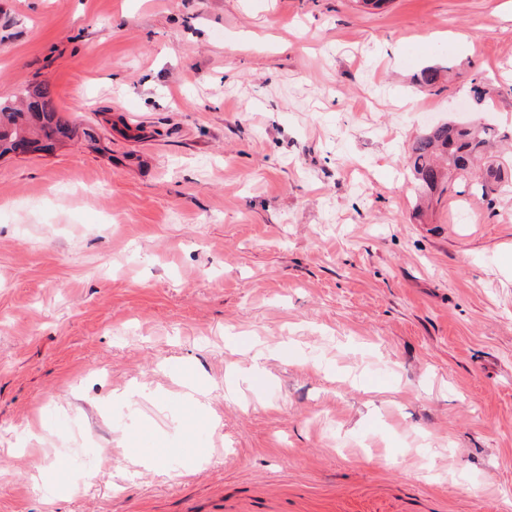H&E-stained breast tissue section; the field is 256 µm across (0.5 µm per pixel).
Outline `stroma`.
I'll list each match as a JSON object with an SVG mask.
<instances>
[{
	"mask_svg": "<svg viewBox=\"0 0 512 512\" xmlns=\"http://www.w3.org/2000/svg\"><path fill=\"white\" fill-rule=\"evenodd\" d=\"M36 83L93 137L0 158V512H512V193L406 176L512 136V0H0ZM498 133L490 125L444 123L417 137L409 150L406 170L420 197L431 196L442 183L453 189V176L465 178L470 195L485 199L504 182L499 164L480 162L493 146ZM445 167L438 170L437 161ZM493 180V182H491ZM494 185L493 188L492 186Z\"/></svg>",
	"mask_w": 512,
	"mask_h": 512,
	"instance_id": "1",
	"label": "stroma"
}]
</instances>
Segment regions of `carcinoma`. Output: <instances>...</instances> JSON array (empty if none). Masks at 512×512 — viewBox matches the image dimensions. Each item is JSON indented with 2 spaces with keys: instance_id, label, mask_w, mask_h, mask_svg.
Instances as JSON below:
<instances>
[{
  "instance_id": "carcinoma-1",
  "label": "carcinoma",
  "mask_w": 512,
  "mask_h": 512,
  "mask_svg": "<svg viewBox=\"0 0 512 512\" xmlns=\"http://www.w3.org/2000/svg\"><path fill=\"white\" fill-rule=\"evenodd\" d=\"M26 105L18 108L0 102V157L12 153L16 142L29 141L34 150H48L64 138H72L71 126L52 106L47 85L21 91ZM498 133L490 125L444 123L417 137L409 150L406 170L419 196H429L441 183L453 189V177L467 179L465 187L483 199L502 187L500 165L480 166Z\"/></svg>"
}]
</instances>
